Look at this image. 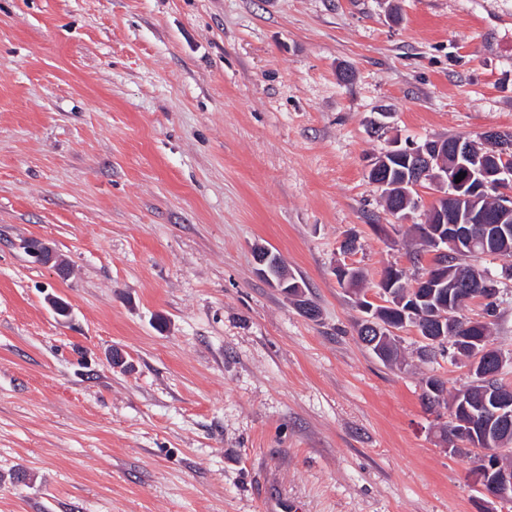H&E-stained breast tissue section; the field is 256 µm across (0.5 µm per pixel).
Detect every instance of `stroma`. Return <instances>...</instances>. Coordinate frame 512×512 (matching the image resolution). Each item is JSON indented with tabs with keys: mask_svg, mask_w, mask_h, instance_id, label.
<instances>
[{
	"mask_svg": "<svg viewBox=\"0 0 512 512\" xmlns=\"http://www.w3.org/2000/svg\"><path fill=\"white\" fill-rule=\"evenodd\" d=\"M489 131L512 0H0V512H493L421 401L465 363L378 359L335 274L420 276L434 197L398 227L370 166ZM476 263L512 387V256ZM23 248L36 262L42 265H53L59 275H67L66 264L49 244L39 239H29L24 242Z\"/></svg>",
	"mask_w": 512,
	"mask_h": 512,
	"instance_id": "obj_1",
	"label": "stroma"
}]
</instances>
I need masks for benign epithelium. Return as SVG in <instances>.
I'll return each instance as SVG.
<instances>
[{
  "label": "benign epithelium",
  "instance_id": "1",
  "mask_svg": "<svg viewBox=\"0 0 512 512\" xmlns=\"http://www.w3.org/2000/svg\"><path fill=\"white\" fill-rule=\"evenodd\" d=\"M391 154L416 156L425 160L426 168L421 179L429 182L437 192L434 202L435 211L440 218V226L432 236L437 244L434 256L448 254V249L463 250L459 236L465 233L461 225L485 224L494 228L502 236L512 234V168L497 166L493 169L484 167L481 155L474 153L469 142L456 141L454 145L455 167L450 169L442 165L438 158L439 150L423 149L419 146L408 149H391ZM465 174V178L456 181V177ZM473 185L475 192L495 193L500 196L496 208L492 211L469 210L467 212L456 206L458 192L468 185ZM23 248L42 265H51L57 273L65 276L68 268L63 259L47 243L39 239H29ZM448 281L446 264L434 261L425 276L403 292H393L394 280L379 289V294L367 298L362 310L372 312L373 306L383 305L399 310V325L388 327L391 334L398 332V326L413 324L416 328L448 326L455 334L456 348L467 353V361L472 377L471 384L481 383L501 372L504 364L502 354L489 347L483 337L471 335V326H458L454 317L445 312V308L426 309L422 302L426 300L424 288H438ZM476 287L482 299H493L498 294L496 280L484 274L475 277ZM471 421L462 426L448 427L446 447L455 456H468L480 452L477 466L471 471V478L481 493L489 499L502 503H512V466L501 462L497 443L500 437L512 434V389L504 388L489 403H484L478 410H467Z\"/></svg>",
  "mask_w": 512,
  "mask_h": 512
}]
</instances>
